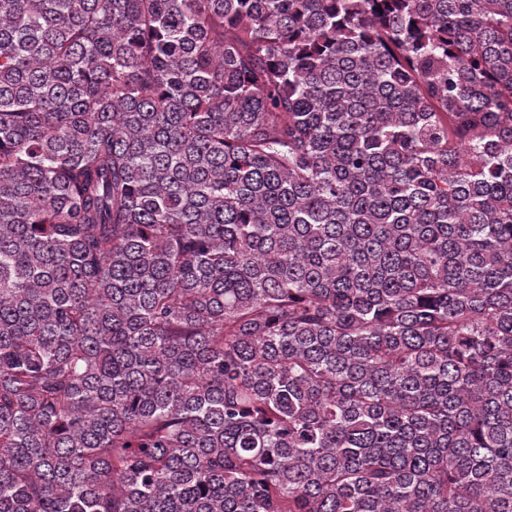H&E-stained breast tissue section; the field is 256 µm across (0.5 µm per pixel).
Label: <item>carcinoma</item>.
I'll use <instances>...</instances> for the list:
<instances>
[{"label": "carcinoma", "instance_id": "cac0c4a2", "mask_svg": "<svg viewBox=\"0 0 512 512\" xmlns=\"http://www.w3.org/2000/svg\"><path fill=\"white\" fill-rule=\"evenodd\" d=\"M0 512H512V0H0Z\"/></svg>", "mask_w": 512, "mask_h": 512}]
</instances>
